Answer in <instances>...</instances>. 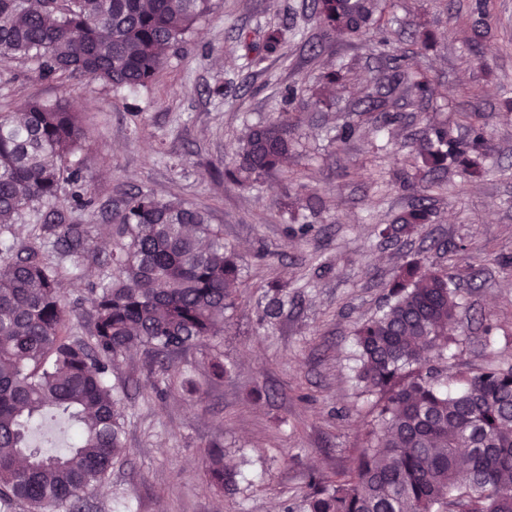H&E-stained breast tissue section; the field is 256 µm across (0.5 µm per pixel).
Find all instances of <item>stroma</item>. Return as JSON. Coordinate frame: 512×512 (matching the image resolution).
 Here are the masks:
<instances>
[{"label":"stroma","mask_w":512,"mask_h":512,"mask_svg":"<svg viewBox=\"0 0 512 512\" xmlns=\"http://www.w3.org/2000/svg\"><path fill=\"white\" fill-rule=\"evenodd\" d=\"M213 3L153 84L116 93L86 82L74 102L88 134L79 159L97 205L79 208L64 196L58 208L68 223L91 225L98 255L112 249L113 208L145 191L206 211L225 246L243 256L246 280L215 341L223 379L198 351L177 359L167 383L143 352L120 360L112 381L129 383L118 391L125 449L80 512H302L312 479L349 470L363 445L373 399L355 377L354 332L380 314L387 283L411 259L448 270L457 289L450 371L512 365V0H489L483 19L473 0H388L393 49L432 87L427 99L400 105L393 124L363 104L377 60L357 42L325 36L310 0ZM282 26L280 52L250 66L239 31L258 40ZM337 68L343 80L324 105H312L320 76ZM62 91L39 79L34 60L0 61V112ZM282 111L294 124L290 178L275 172L250 189L225 179L242 136ZM429 124L460 141L483 127L486 172L471 179L449 169L431 223L382 238L380 227L414 199L397 174L422 181L414 143ZM345 125L354 134L337 143ZM309 191L324 200L321 212L307 207ZM302 224L307 234H298ZM273 283L286 286L288 301L262 325L257 305ZM186 374L200 401L179 389ZM216 439L233 472L221 492L206 473Z\"/></svg>","instance_id":"35a3bbf8"}]
</instances>
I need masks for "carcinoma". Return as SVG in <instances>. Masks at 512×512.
Masks as SVG:
<instances>
[{"instance_id": "carcinoma-1", "label": "carcinoma", "mask_w": 512, "mask_h": 512, "mask_svg": "<svg viewBox=\"0 0 512 512\" xmlns=\"http://www.w3.org/2000/svg\"><path fill=\"white\" fill-rule=\"evenodd\" d=\"M328 33L355 38L383 67L365 98L429 94V78L409 80L404 56L386 50L383 0H312ZM212 0H0V59L37 61L45 80L101 82L133 91L156 81ZM238 40L261 64L280 49L285 30L270 28L262 42L241 31ZM289 113L249 129L225 174L244 187L279 169L292 151ZM86 131L67 99L26 100L19 112H0V507L25 512L79 510L108 477L123 447V415L111 382L112 365L133 347L152 370L168 375L174 356L209 352L211 374L224 377L215 338L246 286L240 256L224 247L208 214L182 201L149 193L127 196L117 213L115 248L89 296L68 305L62 274L81 269L94 252L86 224H68L56 200L70 190L92 208V195L75 158ZM486 139L466 141L432 127L418 140L417 157L430 173L448 162L470 176L482 173ZM431 182L415 205L385 228L396 236L430 222ZM40 224L34 242L17 246L14 226ZM443 271L424 272L410 260L389 285L381 314L355 331L357 376L375 398V424L353 468L313 484L305 512H512V367L448 376L445 349L455 321L456 292ZM287 302L273 289L259 309L269 322ZM89 306L85 336L70 316ZM55 411L75 425V442L49 453L31 423ZM207 474L219 489L232 480L224 448L210 446Z\"/></svg>"}]
</instances>
